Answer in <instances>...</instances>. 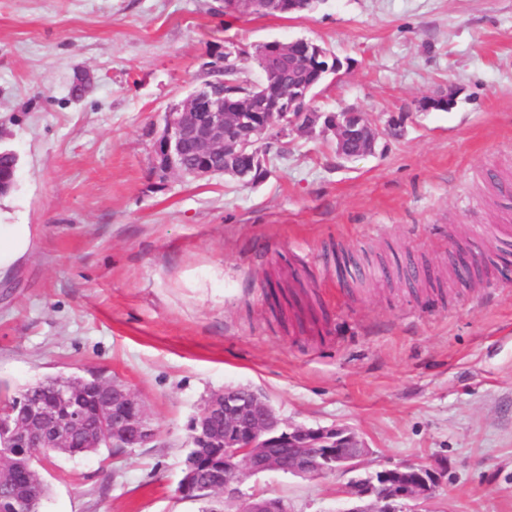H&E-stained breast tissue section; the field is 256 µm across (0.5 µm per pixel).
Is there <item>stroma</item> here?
<instances>
[{"label": "stroma", "mask_w": 512, "mask_h": 512, "mask_svg": "<svg viewBox=\"0 0 512 512\" xmlns=\"http://www.w3.org/2000/svg\"><path fill=\"white\" fill-rule=\"evenodd\" d=\"M304 38L343 67L315 108L400 133L337 156L274 142L267 175L159 182L168 107L228 43ZM455 92L449 111L424 98ZM0 224L30 255L0 279V398L97 372L145 401L155 442L39 466L40 512H200L176 494L188 424L224 386L285 422L366 443L360 475L438 461L432 512H512V0H321L288 17L224 0H0ZM496 266L451 269L458 244ZM315 280L318 324L281 327L269 274ZM344 474L269 472L245 492L340 512Z\"/></svg>", "instance_id": "stroma-1"}]
</instances>
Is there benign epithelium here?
Wrapping results in <instances>:
<instances>
[{"instance_id": "1", "label": "benign epithelium", "mask_w": 512, "mask_h": 512, "mask_svg": "<svg viewBox=\"0 0 512 512\" xmlns=\"http://www.w3.org/2000/svg\"><path fill=\"white\" fill-rule=\"evenodd\" d=\"M255 54L261 61L259 77L249 86L260 93L226 99L201 87L168 108L153 141L154 172L191 180L224 174L252 184L267 171L263 145L271 140L293 133L331 134L336 154L350 160L374 153L381 138L398 135L396 127H381L368 112L321 113L310 108L316 90L342 68L336 57L311 42L273 40L255 48ZM455 102V95L446 93L421 106L448 111ZM188 154L194 157L191 166L184 164ZM55 394L60 407L52 415L32 397L0 409L1 485L14 487L17 472L28 468L12 448H28L30 455L48 459L77 442L84 448H141L157 437L145 402L116 378L107 383L62 380ZM189 431L192 447L224 449V465L219 484L203 488L195 479V460L186 461L177 493L196 501L212 490L224 512H288L284 500L247 495L243 484L273 471L308 478L354 472L368 452L364 440L348 428L283 422L264 396L242 386L210 394ZM447 470L443 464L399 463L352 479L340 488L352 503L342 512H402L403 501L413 503L411 512H428ZM36 484L30 476L26 485L14 487L7 501L10 512H37L30 494Z\"/></svg>"}]
</instances>
